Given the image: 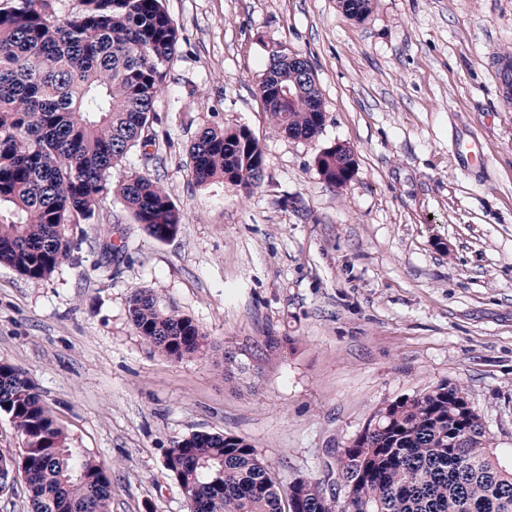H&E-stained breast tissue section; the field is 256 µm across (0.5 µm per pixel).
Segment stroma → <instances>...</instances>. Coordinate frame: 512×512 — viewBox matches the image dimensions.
Here are the masks:
<instances>
[{"label": "stroma", "mask_w": 512, "mask_h": 512, "mask_svg": "<svg viewBox=\"0 0 512 512\" xmlns=\"http://www.w3.org/2000/svg\"><path fill=\"white\" fill-rule=\"evenodd\" d=\"M180 31L156 103L162 150L127 170L181 212L159 241L106 198L71 261L32 282L0 266V359L25 370L68 436L112 468V512H189L164 467L197 431L247 439L281 483L323 477L383 403L465 386L499 449L512 448V0H164ZM307 59L326 121L280 133L259 82L272 52ZM245 126L266 157L252 194L197 185L201 129ZM487 162L462 167L470 139ZM356 159L327 184L316 155ZM149 288L206 332L176 362L128 306ZM291 344L266 354V336ZM249 364L224 374V348ZM334 146H336L335 149L330 146L320 151L316 156L315 163L319 175L325 182L331 186L342 187L352 175H349L350 171L346 166H339L337 161L341 156L347 159V154L352 151L348 148L342 154L336 155V151L342 145L336 144ZM344 171H348V174H344Z\"/></svg>", "instance_id": "1"}]
</instances>
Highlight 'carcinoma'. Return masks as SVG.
Returning a JSON list of instances; mask_svg holds the SVG:
<instances>
[{
  "instance_id": "obj_1",
  "label": "carcinoma",
  "mask_w": 512,
  "mask_h": 512,
  "mask_svg": "<svg viewBox=\"0 0 512 512\" xmlns=\"http://www.w3.org/2000/svg\"><path fill=\"white\" fill-rule=\"evenodd\" d=\"M71 17L49 0L0 7V266L38 282L71 258L74 238L108 195L120 199L156 240L175 236L180 214L148 175L116 182L135 150L159 151L150 129L179 31L163 0H78ZM351 18L371 0H340ZM308 60L268 66L259 93L274 126L313 140L324 127L322 98ZM301 92L288 98L283 93ZM328 147L316 156L322 179L351 178ZM266 168L244 126L203 129L190 148L199 185L222 179L247 193ZM137 333L166 358L206 352L208 337L188 315L149 289L129 299ZM0 412L23 439L0 455V474L22 478L31 512H112V471L72 448L34 381L0 361ZM164 467L190 512H512V461L497 453L469 391L440 383L382 404L363 434L339 449L326 478L281 485L256 449L231 434L196 432L172 441ZM341 483V499L328 489Z\"/></svg>"
}]
</instances>
